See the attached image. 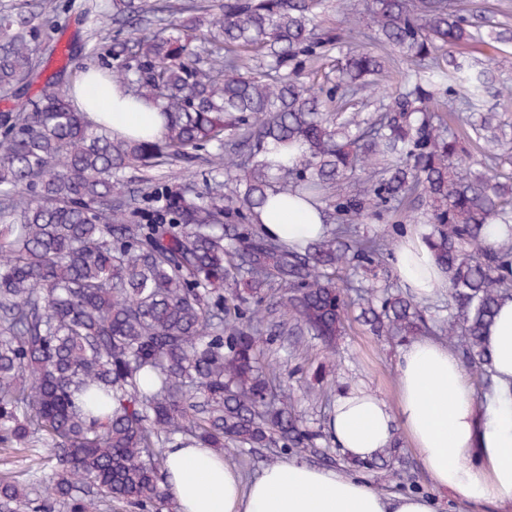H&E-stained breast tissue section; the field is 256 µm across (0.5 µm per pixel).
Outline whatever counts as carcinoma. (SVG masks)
<instances>
[{"label": "carcinoma", "instance_id": "carcinoma-1", "mask_svg": "<svg viewBox=\"0 0 512 512\" xmlns=\"http://www.w3.org/2000/svg\"><path fill=\"white\" fill-rule=\"evenodd\" d=\"M63 6L0 3V95L41 82L36 44ZM373 41L427 68L383 112H350L385 81L383 55L352 49L326 0H112L94 68L160 138L123 137L60 92L72 59L0 112V446L53 464L27 484L0 474V512H171L164 451L320 453L322 433L285 393L293 373L269 336L330 350L356 319L376 336L460 337L482 392L484 336L512 297V137L481 108L484 72L437 56L483 41L455 0H352ZM459 98L447 115L439 105ZM179 163L186 184L123 191L125 174ZM318 205L324 232L290 247L258 215L277 195ZM359 224H384L361 235ZM422 229L448 285V315L365 282L393 273L407 226Z\"/></svg>", "mask_w": 512, "mask_h": 512}]
</instances>
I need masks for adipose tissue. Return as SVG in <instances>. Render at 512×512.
<instances>
[{"instance_id": "adipose-tissue-1", "label": "adipose tissue", "mask_w": 512, "mask_h": 512, "mask_svg": "<svg viewBox=\"0 0 512 512\" xmlns=\"http://www.w3.org/2000/svg\"><path fill=\"white\" fill-rule=\"evenodd\" d=\"M73 92L113 131H162L156 113L125 111L113 88L98 89L87 76H80ZM259 222L291 245L316 239L322 228L316 206L294 200L266 208ZM393 267L403 287L421 297L436 296L444 283L417 232L398 246ZM485 343L494 390L482 398L457 353L428 338L404 344L397 354L395 404L361 386L337 394L326 422L336 447L365 461L388 447L399 427L436 487L468 500L512 505L511 299L501 303ZM165 467L176 512H434L427 498L386 496L356 478L298 462L272 464L247 482L213 449L173 446L165 451Z\"/></svg>"}]
</instances>
